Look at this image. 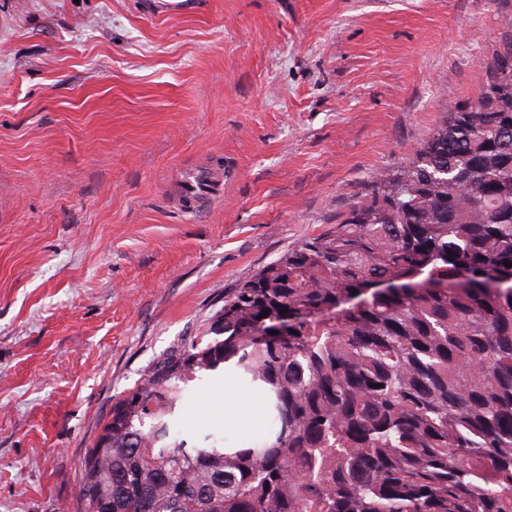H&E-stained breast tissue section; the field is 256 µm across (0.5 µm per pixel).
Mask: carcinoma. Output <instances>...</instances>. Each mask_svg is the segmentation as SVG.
Masks as SVG:
<instances>
[{
    "mask_svg": "<svg viewBox=\"0 0 512 512\" xmlns=\"http://www.w3.org/2000/svg\"><path fill=\"white\" fill-rule=\"evenodd\" d=\"M475 75L478 98L449 104L334 230L235 289L210 335L113 404L83 512H512V30ZM426 278L462 285L414 288ZM283 309L284 333L256 337ZM228 364L273 428L189 448L178 410Z\"/></svg>",
    "mask_w": 512,
    "mask_h": 512,
    "instance_id": "1",
    "label": "carcinoma"
}]
</instances>
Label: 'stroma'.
Here are the masks:
<instances>
[{
    "label": "stroma",
    "instance_id": "obj_1",
    "mask_svg": "<svg viewBox=\"0 0 512 512\" xmlns=\"http://www.w3.org/2000/svg\"><path fill=\"white\" fill-rule=\"evenodd\" d=\"M0 0V512H81L119 395L407 163L512 0ZM222 198L186 212L183 170ZM233 369L183 438L262 437ZM224 174L212 167L184 171L174 186L173 195L182 207L194 209L224 195Z\"/></svg>",
    "mask_w": 512,
    "mask_h": 512
}]
</instances>
